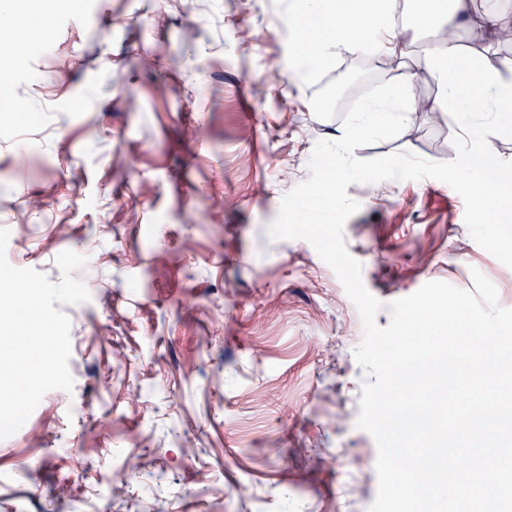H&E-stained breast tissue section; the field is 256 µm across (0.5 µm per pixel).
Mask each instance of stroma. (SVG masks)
Masks as SVG:
<instances>
[{"instance_id":"obj_1","label":"stroma","mask_w":512,"mask_h":512,"mask_svg":"<svg viewBox=\"0 0 512 512\" xmlns=\"http://www.w3.org/2000/svg\"><path fill=\"white\" fill-rule=\"evenodd\" d=\"M289 2L26 0L50 36L0 55L17 77L0 87L6 258L57 283V256L84 255L74 276L91 298L64 308L72 391L48 392L0 440V512H368L375 500L377 447L357 425L361 316L307 241L267 229L317 141L343 128L315 117L313 94L356 65L390 75L348 50L296 75ZM18 100L36 125L14 122ZM460 148L452 119L422 113L354 154L446 162ZM385 186L347 189L360 209L343 236L373 296L469 290L476 269L512 308V268L472 239L452 187Z\"/></svg>"}]
</instances>
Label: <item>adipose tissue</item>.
<instances>
[{
  "mask_svg": "<svg viewBox=\"0 0 512 512\" xmlns=\"http://www.w3.org/2000/svg\"><path fill=\"white\" fill-rule=\"evenodd\" d=\"M363 3L364 0H293L292 12L318 17L324 23L316 38L295 42V72H312L343 47L394 59L402 56L404 42L396 28L378 24L362 31L350 28L351 14ZM411 7L429 15L435 23L449 14L459 17L462 24L478 27L512 19V0H497L494 7L478 16L468 12L466 0H451L446 10L440 8L437 0H413ZM494 55L495 46L491 43L480 52L458 41H440L426 50V72L440 89L433 106L455 115L466 143L451 167L478 179L482 178L488 160L494 157L484 128L507 123L512 118V71H502L495 64Z\"/></svg>",
  "mask_w": 512,
  "mask_h": 512,
  "instance_id": "ef3b65f1",
  "label": "adipose tissue"
}]
</instances>
